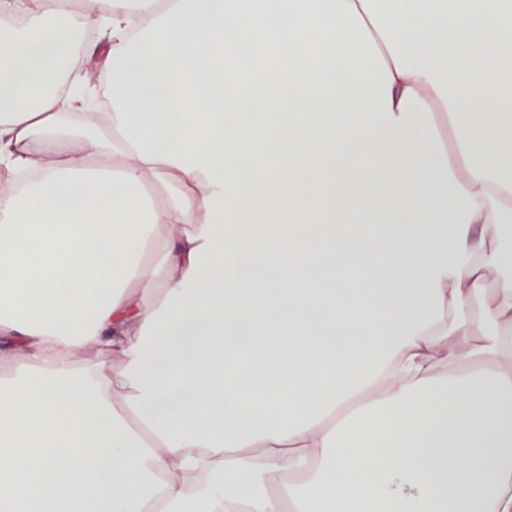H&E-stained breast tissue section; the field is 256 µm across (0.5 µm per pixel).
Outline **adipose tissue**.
Masks as SVG:
<instances>
[{
    "label": "adipose tissue",
    "mask_w": 512,
    "mask_h": 512,
    "mask_svg": "<svg viewBox=\"0 0 512 512\" xmlns=\"http://www.w3.org/2000/svg\"><path fill=\"white\" fill-rule=\"evenodd\" d=\"M4 11L0 512H512V0Z\"/></svg>",
    "instance_id": "obj_1"
}]
</instances>
